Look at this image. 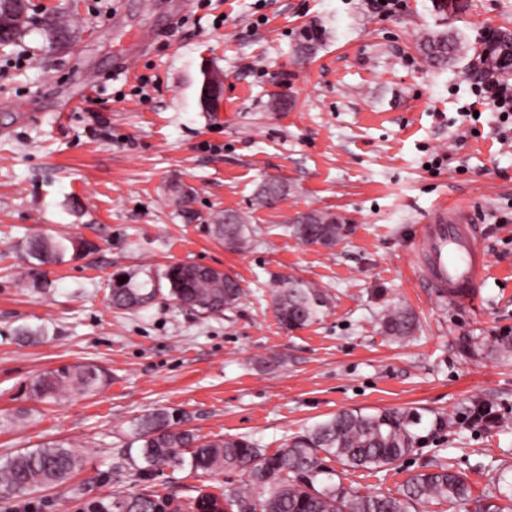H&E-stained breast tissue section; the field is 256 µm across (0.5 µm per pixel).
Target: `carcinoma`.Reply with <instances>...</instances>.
Wrapping results in <instances>:
<instances>
[{
    "label": "carcinoma",
    "instance_id": "1",
    "mask_svg": "<svg viewBox=\"0 0 512 512\" xmlns=\"http://www.w3.org/2000/svg\"><path fill=\"white\" fill-rule=\"evenodd\" d=\"M26 11L25 0H0V45L20 39L27 23ZM321 42L320 29L306 28L298 52L311 56ZM466 47L467 42L455 32L426 34L419 43L425 58L440 68L454 65ZM481 54L485 71L503 79L512 76V35L492 34ZM216 87H223L221 74L204 71L198 94L202 111H208L207 99ZM287 194L284 183L270 180L260 189L257 200L261 205H272ZM192 199L179 186L171 187L170 200L186 218L193 215ZM211 228L215 239L230 248L243 250L252 243L253 230L239 213L216 216ZM290 229L305 245L332 248L346 226L335 214L313 211L299 216ZM95 249L93 242L69 236H35L28 242L33 270L61 264L68 257L77 258ZM164 293L180 308L209 318L236 307L243 289L238 279L220 269L174 262L156 273H114L109 301L115 310L134 311L149 306ZM273 305L280 323L293 330L317 321L327 300L311 284L284 277L275 289ZM383 328L391 336L404 338L415 330L416 317L410 311L396 309L385 315ZM106 381L107 373L98 366L64 365L39 375L32 381L31 390L40 402L57 401L93 394ZM186 421L184 413L163 409L134 421L132 439L118 450L115 469L133 483L166 467L176 469L186 464L204 475L238 469L247 474L257 493L231 490L216 494L201 488L192 499L176 504L145 490L118 492L106 502L93 504L89 512H206L208 506L220 503L228 512H420V507L433 503H471L469 512H512V496L504 504L497 502L501 478L492 480V488L478 499L471 496L466 477L444 466L411 475L394 493L364 494L333 480L323 466L327 457L349 468L381 470L393 468L409 455L417 442L411 430L415 421L403 412L344 410L291 438L270 455L244 437L202 438L185 428ZM81 464V456L61 441L27 449L0 459V491L26 496L44 487L62 485Z\"/></svg>",
    "mask_w": 512,
    "mask_h": 512
}]
</instances>
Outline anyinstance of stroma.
Segmentation results:
<instances>
[{"mask_svg":"<svg viewBox=\"0 0 512 512\" xmlns=\"http://www.w3.org/2000/svg\"><path fill=\"white\" fill-rule=\"evenodd\" d=\"M30 22L0 46V414L28 411L0 429V458L66 442L83 464L64 485L0 498V512H88L127 490L112 471L133 421L157 408L183 411L200 437L245 436L271 454L344 410H399L417 419L414 451L390 470L325 459L347 486L393 492L413 473L448 465L474 495L503 474L512 495V129L474 106L482 36L512 33V0H404L396 14L368 0H28ZM64 15L74 39L52 45ZM268 21L257 24L258 16ZM321 27L312 58L294 49ZM470 44L454 67L428 64L429 31ZM146 48L118 69L133 35ZM224 81L221 111L198 105L203 69ZM282 98L286 108L272 109ZM288 186L271 206L267 180ZM195 191L185 219L169 188ZM464 200L483 236L487 275L472 303L453 304L419 280L414 236L440 203ZM245 215L251 246L219 244V213ZM339 215L334 246H307L297 214ZM33 234L69 235L94 252L23 282ZM238 278L240 303L202 319L167 299L136 312L108 301L119 269L173 262ZM328 296L320 319L286 329L272 306L280 277ZM418 327L397 339L394 309ZM93 363L110 374L92 396L40 403L29 385L49 369ZM491 406L494 424L470 414ZM162 495L196 487L249 489L244 472L165 471L146 481ZM383 328L390 336L404 338L416 328V317L405 309H396L383 318Z\"/></svg>","mask_w":512,"mask_h":512,"instance_id":"1","label":"stroma"}]
</instances>
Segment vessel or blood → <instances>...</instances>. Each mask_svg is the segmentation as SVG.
<instances>
[{
  "mask_svg": "<svg viewBox=\"0 0 512 512\" xmlns=\"http://www.w3.org/2000/svg\"><path fill=\"white\" fill-rule=\"evenodd\" d=\"M468 209L465 202L438 207L420 226L413 247L428 283L453 303L473 297L485 269L479 229L462 221Z\"/></svg>",
  "mask_w": 512,
  "mask_h": 512,
  "instance_id": "b4317fda",
  "label": "vessel or blood"
}]
</instances>
